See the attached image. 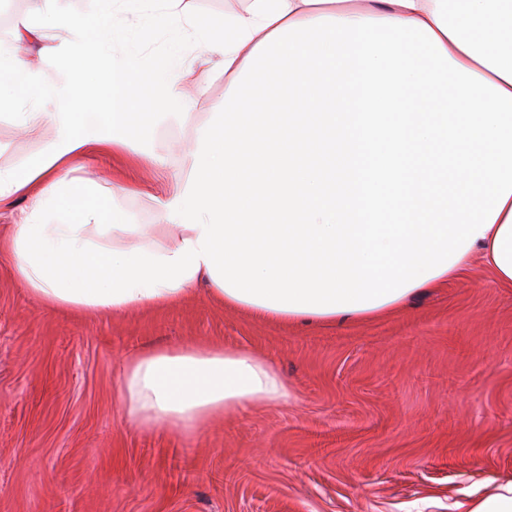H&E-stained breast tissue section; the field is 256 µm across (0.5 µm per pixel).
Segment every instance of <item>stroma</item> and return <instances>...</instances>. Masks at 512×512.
<instances>
[{
	"instance_id": "obj_1",
	"label": "stroma",
	"mask_w": 512,
	"mask_h": 512,
	"mask_svg": "<svg viewBox=\"0 0 512 512\" xmlns=\"http://www.w3.org/2000/svg\"><path fill=\"white\" fill-rule=\"evenodd\" d=\"M183 46L182 91L203 123L224 72L182 24L147 27L143 63ZM53 123L0 112V167L44 150ZM190 127L155 125L153 158L95 152L126 223L157 221ZM241 347L293 397L188 436L131 425L115 383L130 353ZM512 483V286L474 263L381 317L343 326L259 320L199 293L163 309L63 313L0 263V512H465Z\"/></svg>"
}]
</instances>
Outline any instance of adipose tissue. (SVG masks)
I'll return each instance as SVG.
<instances>
[{
  "label": "adipose tissue",
  "instance_id": "adipose-tissue-1",
  "mask_svg": "<svg viewBox=\"0 0 512 512\" xmlns=\"http://www.w3.org/2000/svg\"><path fill=\"white\" fill-rule=\"evenodd\" d=\"M59 2L38 0L16 24L62 62L52 95L21 54L0 55V86L27 106L19 123L57 127L43 152L0 168V205L30 209L0 237V259L44 306L123 313L203 287L262 319L336 323L400 307L474 262L512 285V29L498 24L512 0H247L197 25L199 55L228 79L200 125L180 89L181 45L159 70L135 69L145 31L116 20L190 25V0H97L78 14ZM477 17L488 23L475 31ZM54 28L68 39L55 43ZM450 93L455 111H434ZM167 118L194 132L156 201L176 231L163 243L73 174L93 151L151 157L152 125ZM117 396L135 427L191 435L292 393L270 359L200 345L130 355Z\"/></svg>",
  "mask_w": 512,
  "mask_h": 512
}]
</instances>
